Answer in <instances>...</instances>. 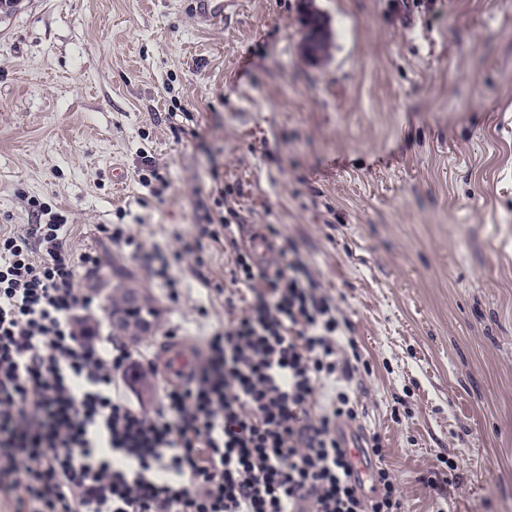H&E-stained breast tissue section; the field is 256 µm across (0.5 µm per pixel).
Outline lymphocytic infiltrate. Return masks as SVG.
Segmentation results:
<instances>
[{
    "label": "lymphocytic infiltrate",
    "mask_w": 512,
    "mask_h": 512,
    "mask_svg": "<svg viewBox=\"0 0 512 512\" xmlns=\"http://www.w3.org/2000/svg\"><path fill=\"white\" fill-rule=\"evenodd\" d=\"M28 212L0 231V490L13 512H404L389 469L369 498L352 478L339 310L297 263L241 311L254 258L235 249L236 317L207 337L213 360L142 413L112 385L146 370L100 346L102 302L78 278L98 255L67 248L66 215L35 197Z\"/></svg>",
    "instance_id": "1"
}]
</instances>
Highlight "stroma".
<instances>
[{"mask_svg":"<svg viewBox=\"0 0 512 512\" xmlns=\"http://www.w3.org/2000/svg\"><path fill=\"white\" fill-rule=\"evenodd\" d=\"M31 197L98 254L82 285L148 293L132 354L174 332L202 363L233 254L201 230L235 210L347 318L357 427L406 512H512V0H228L206 24L192 0H10L0 225Z\"/></svg>","mask_w":512,"mask_h":512,"instance_id":"35a3bbf8","label":"stroma"}]
</instances>
